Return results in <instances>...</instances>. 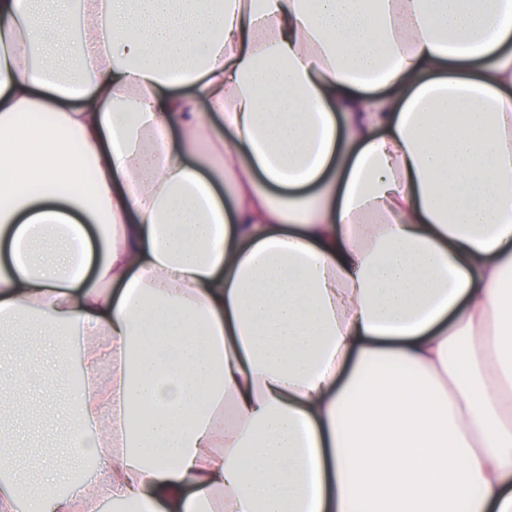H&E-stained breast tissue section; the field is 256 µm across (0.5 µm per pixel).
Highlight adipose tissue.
<instances>
[{
    "label": "adipose tissue",
    "instance_id": "1",
    "mask_svg": "<svg viewBox=\"0 0 512 512\" xmlns=\"http://www.w3.org/2000/svg\"><path fill=\"white\" fill-rule=\"evenodd\" d=\"M67 14L0 0V348L82 341L85 466L0 512H512V0Z\"/></svg>",
    "mask_w": 512,
    "mask_h": 512
}]
</instances>
